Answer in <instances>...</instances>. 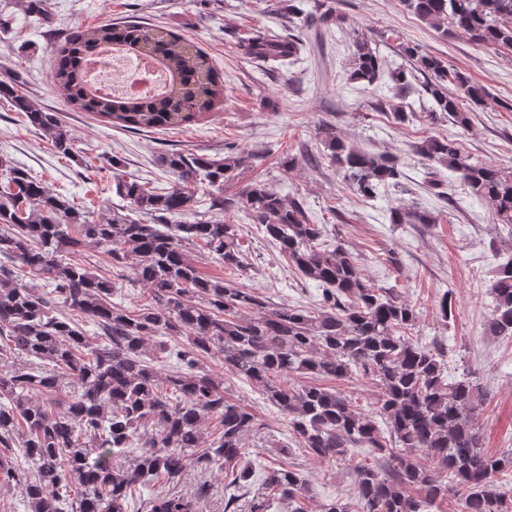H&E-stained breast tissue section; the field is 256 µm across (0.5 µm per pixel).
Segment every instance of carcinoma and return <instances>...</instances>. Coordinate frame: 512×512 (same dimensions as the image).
I'll list each match as a JSON object with an SVG mask.
<instances>
[{
  "mask_svg": "<svg viewBox=\"0 0 512 512\" xmlns=\"http://www.w3.org/2000/svg\"><path fill=\"white\" fill-rule=\"evenodd\" d=\"M403 4L427 23L448 22L447 36L512 46V0ZM110 46L155 58L171 74L170 84L146 99L101 95L85 79L83 60ZM243 49L264 62H284L305 45L255 35ZM399 52L413 67L388 74L370 40L356 39L351 79L372 85L387 75L403 98L419 72L426 76L421 91L432 101L423 118L433 124L446 115L468 126L470 106L484 101L483 88L405 42ZM52 53L50 77L67 101L128 131L187 125L212 111L224 91L200 47L151 23L75 29L53 43ZM0 99L46 133L58 153L71 154L70 131L20 93L14 80H0ZM324 147L364 198L401 181L394 158L330 131ZM412 149L456 174L470 196L490 206L496 223L512 227V174L464 154L452 137H426ZM250 159L171 152L161 163L175 178L172 186L148 188L118 177L115 191L126 205L92 218L0 155V354L33 361L0 374V484L21 486L27 512H197L204 492L162 490L182 477L191 451L196 463L229 476L224 512H269L277 500L287 502L289 512H308L296 470L281 463L257 478L244 461L243 439L258 429V419L224 394V379L203 367L217 353L224 370L257 387L288 417L310 456L379 455L382 464L357 468L360 512H433L455 487L465 489L461 512H512V500L494 488L496 477L512 472V452L482 450L474 415L486 394L476 376L464 371L448 377L447 344L406 336L418 319L415 306L398 285L366 278L341 242L323 239L300 200L253 183L242 189L238 204L301 277L317 282L316 309L275 305L237 281L247 271L238 227L197 211L195 188L203 181L222 188ZM390 221L436 224L438 216L399 202L390 208ZM198 244L228 277L199 273L187 255V246ZM87 245L114 266H131L149 304L128 310L112 300V278L94 274L83 258L65 260ZM20 268L38 281L19 280ZM491 294L487 331L512 337V256L497 266ZM151 340L164 361L147 356ZM354 375L381 389L375 413L358 411L333 388L278 383L287 376L337 381ZM64 376L80 391L55 410ZM208 420L217 426L203 448ZM122 452L132 456L129 470L112 463ZM420 454L431 464L419 463Z\"/></svg>",
  "mask_w": 512,
  "mask_h": 512,
  "instance_id": "1",
  "label": "carcinoma"
}]
</instances>
